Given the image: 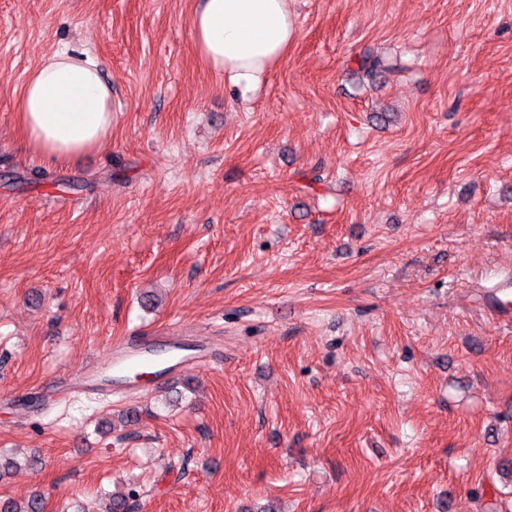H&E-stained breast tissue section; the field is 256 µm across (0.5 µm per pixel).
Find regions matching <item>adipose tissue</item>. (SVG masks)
I'll list each match as a JSON object with an SVG mask.
<instances>
[{
	"label": "adipose tissue",
	"mask_w": 512,
	"mask_h": 512,
	"mask_svg": "<svg viewBox=\"0 0 512 512\" xmlns=\"http://www.w3.org/2000/svg\"><path fill=\"white\" fill-rule=\"evenodd\" d=\"M196 50L212 70L244 89L259 84L296 34L291 0H197ZM17 112L26 140L59 161L95 149L112 129V86L88 51L60 50L30 72Z\"/></svg>",
	"instance_id": "adipose-tissue-1"
}]
</instances>
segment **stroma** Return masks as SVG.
I'll return each instance as SVG.
<instances>
[{
	"label": "stroma",
	"instance_id": "stroma-1",
	"mask_svg": "<svg viewBox=\"0 0 512 512\" xmlns=\"http://www.w3.org/2000/svg\"><path fill=\"white\" fill-rule=\"evenodd\" d=\"M196 0H0V500L82 512H512V0H293L254 90ZM112 84L52 163L16 102L53 51ZM402 72L362 82L363 54ZM224 356L74 394L138 334ZM509 288H512V275L510 272H506L503 279L490 290L491 310L499 317L509 318L511 315L512 299L502 298L497 295L500 291H507Z\"/></svg>",
	"mask_w": 512,
	"mask_h": 512
}]
</instances>
